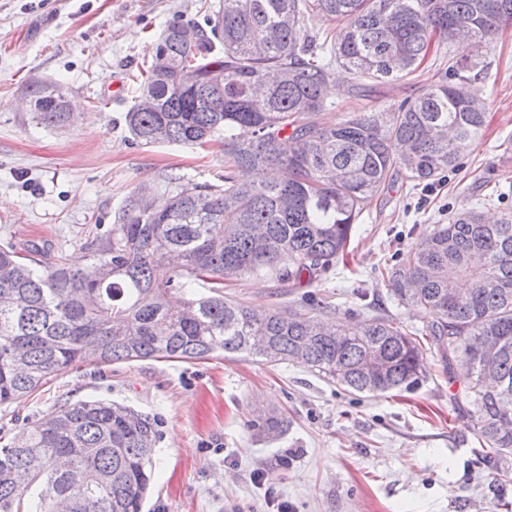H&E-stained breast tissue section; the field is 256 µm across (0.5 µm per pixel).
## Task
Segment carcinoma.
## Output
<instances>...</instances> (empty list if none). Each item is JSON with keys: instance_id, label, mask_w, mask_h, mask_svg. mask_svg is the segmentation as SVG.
Listing matches in <instances>:
<instances>
[{"instance_id": "1", "label": "carcinoma", "mask_w": 512, "mask_h": 512, "mask_svg": "<svg viewBox=\"0 0 512 512\" xmlns=\"http://www.w3.org/2000/svg\"><path fill=\"white\" fill-rule=\"evenodd\" d=\"M334 22L322 29L319 22ZM512 24V0H219L203 22H173L141 72L126 115L144 145H203L224 132V186L147 187L92 251L94 276L38 248L0 245V407L87 362L296 361L352 393L411 391L425 367L415 333L389 318L347 323L224 300L228 283L262 275L312 283L348 253L364 206L397 171L415 186L458 166L482 136L480 59L383 110L321 119L332 68L356 93L413 74L431 49L480 48ZM55 84L29 91L35 118L77 117ZM166 264L164 282L154 276ZM393 296L428 310L422 335L442 363L462 356L481 447L512 453V211L493 224L476 209L436 226L380 272ZM270 438L288 420L263 409ZM154 419L82 400L0 445V512H142L151 488Z\"/></svg>"}]
</instances>
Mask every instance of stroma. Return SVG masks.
I'll return each instance as SVG.
<instances>
[{"label": "stroma", "instance_id": "1", "mask_svg": "<svg viewBox=\"0 0 512 512\" xmlns=\"http://www.w3.org/2000/svg\"><path fill=\"white\" fill-rule=\"evenodd\" d=\"M202 0H0V244L38 245L49 258L92 262L128 197L141 185L163 194L171 181L220 185L224 153L204 147L144 146L128 131L134 77L151 61L162 30L197 19ZM480 55L472 88L490 119L461 167L429 187L393 174L363 209L351 252L311 285L281 290L244 277L227 298L251 307L278 302L328 316H388L409 330L428 318L398 303L377 270L394 265L433 225L481 206L512 209V25L483 48L455 44L448 59ZM423 64L386 95L351 91L335 70L323 117L416 95L445 71ZM64 87L83 117L67 128L34 119L22 106L27 87ZM427 376L413 392L353 394L308 368L238 361L217 353L202 361L147 359L62 373L28 399L0 407V437L13 440L58 406L103 399L154 418L158 442L152 490L143 512H512V455L487 457L463 400L464 365L445 369L423 343ZM272 405L289 420L269 440L249 428Z\"/></svg>", "mask_w": 512, "mask_h": 512}]
</instances>
